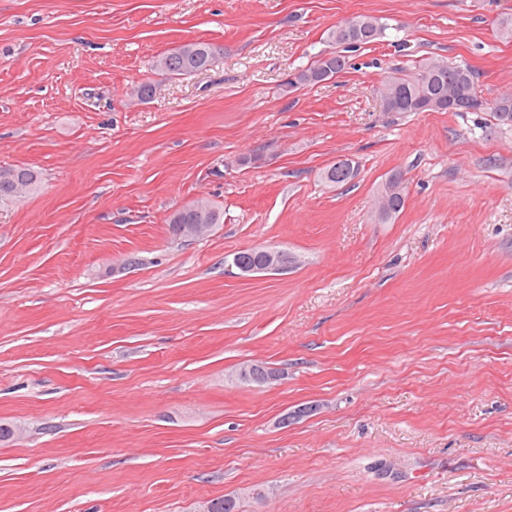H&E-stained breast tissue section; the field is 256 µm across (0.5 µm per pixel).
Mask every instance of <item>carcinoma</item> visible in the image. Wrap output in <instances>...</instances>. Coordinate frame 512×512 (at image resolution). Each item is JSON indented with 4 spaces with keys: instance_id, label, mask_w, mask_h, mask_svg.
<instances>
[{
    "instance_id": "carcinoma-1",
    "label": "carcinoma",
    "mask_w": 512,
    "mask_h": 512,
    "mask_svg": "<svg viewBox=\"0 0 512 512\" xmlns=\"http://www.w3.org/2000/svg\"><path fill=\"white\" fill-rule=\"evenodd\" d=\"M387 25L371 15H356L337 23L327 33L332 46L354 47L374 43L383 37ZM224 50L206 42H186L161 55L153 62L155 79L142 81L134 92L141 101L151 100L162 79L190 76L207 71ZM346 67V59L336 51L322 54L310 66L296 70L284 82L287 89L317 84L335 77ZM378 94L386 112H473L488 108L502 125L512 126V96L505 95L487 104L478 96L473 70L464 62L448 63L426 59L411 74L399 72L385 77ZM355 177V169L339 160L325 170V179L345 184ZM41 176L28 166L0 168V205L13 203L38 192ZM407 191L402 175L390 177L380 192L378 215L384 221L397 217L405 206ZM223 214L206 197L174 211L169 217V233L179 236L184 224H220Z\"/></svg>"
}]
</instances>
